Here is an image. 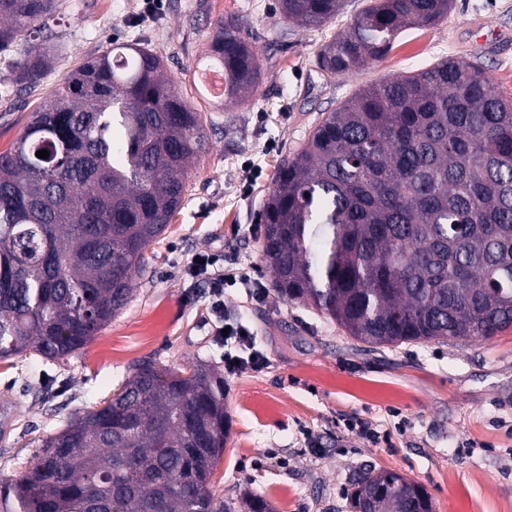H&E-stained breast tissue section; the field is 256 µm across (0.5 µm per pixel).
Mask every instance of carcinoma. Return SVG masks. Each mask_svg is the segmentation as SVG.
Instances as JSON below:
<instances>
[{
	"label": "carcinoma",
	"instance_id": "cac0c4a2",
	"mask_svg": "<svg viewBox=\"0 0 512 512\" xmlns=\"http://www.w3.org/2000/svg\"><path fill=\"white\" fill-rule=\"evenodd\" d=\"M342 0H279L302 26ZM453 0H370L317 53L327 75L382 59L400 31ZM57 0H0L8 80L35 87L55 45H29ZM224 104L250 101L262 64L235 19L210 39ZM206 118L137 42L77 71L0 152V361L81 352L122 310L147 249L166 232L207 150ZM48 151L39 158L36 152ZM266 274L281 299L331 318L366 348L490 339L512 327V100L477 64L446 59L359 90L279 168L261 217ZM224 375L145 362L112 398L42 440L0 479V512H236L210 478L228 438ZM433 512L401 474L369 468L352 508ZM245 512H276L261 496Z\"/></svg>",
	"mask_w": 512,
	"mask_h": 512
}]
</instances>
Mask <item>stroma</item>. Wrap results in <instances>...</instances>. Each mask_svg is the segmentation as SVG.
I'll return each mask as SVG.
<instances>
[{
	"label": "stroma",
	"mask_w": 512,
	"mask_h": 512,
	"mask_svg": "<svg viewBox=\"0 0 512 512\" xmlns=\"http://www.w3.org/2000/svg\"><path fill=\"white\" fill-rule=\"evenodd\" d=\"M59 2L46 24L57 46L52 67L34 89L0 88V152L73 71L116 41L161 52L206 118L208 150L166 234L147 250L131 301L95 339L61 361L0 362V400L15 408L11 431L0 434V478L26 470L43 438L111 397L138 363L181 369L202 358L223 366L191 258L211 249L225 265L263 270L258 214L277 167L341 103L444 58L477 63L512 99V0H454L438 24L403 29L384 59L336 77L320 72L316 53L349 30L368 0H343L334 19L311 27L280 19L277 0H163L154 16L143 14L141 0ZM230 16L263 62L251 102L238 107L202 97L193 80ZM224 317L250 328L266 363L224 377L230 432L211 478L216 500L248 491L277 512H352V483L375 467L423 486L434 512H512V328L489 340L369 350L299 302L271 294L258 303L238 285L224 290Z\"/></svg>",
	"instance_id": "obj_1"
}]
</instances>
